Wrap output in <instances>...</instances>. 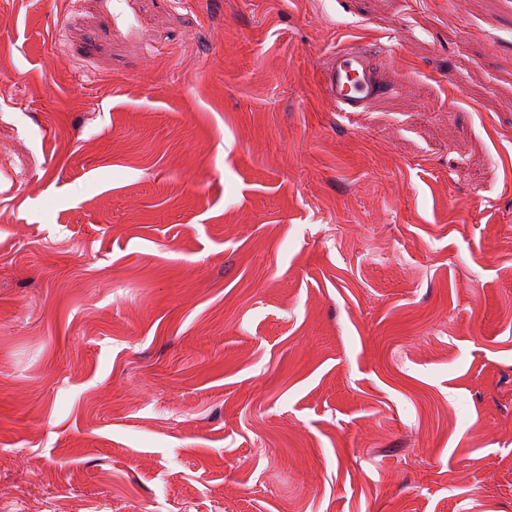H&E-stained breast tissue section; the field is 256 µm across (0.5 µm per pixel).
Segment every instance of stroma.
I'll return each instance as SVG.
<instances>
[{"instance_id": "obj_1", "label": "stroma", "mask_w": 512, "mask_h": 512, "mask_svg": "<svg viewBox=\"0 0 512 512\" xmlns=\"http://www.w3.org/2000/svg\"><path fill=\"white\" fill-rule=\"evenodd\" d=\"M1 73L0 512H512V0H0ZM320 84L337 112L348 114L365 111L385 90L373 53L365 47L333 52L321 73Z\"/></svg>"}]
</instances>
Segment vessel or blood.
<instances>
[{
    "instance_id": "obj_1",
    "label": "vessel or blood",
    "mask_w": 512,
    "mask_h": 512,
    "mask_svg": "<svg viewBox=\"0 0 512 512\" xmlns=\"http://www.w3.org/2000/svg\"><path fill=\"white\" fill-rule=\"evenodd\" d=\"M320 84L337 111L349 114L365 111L384 92L373 53L364 47L333 52L321 73Z\"/></svg>"
}]
</instances>
